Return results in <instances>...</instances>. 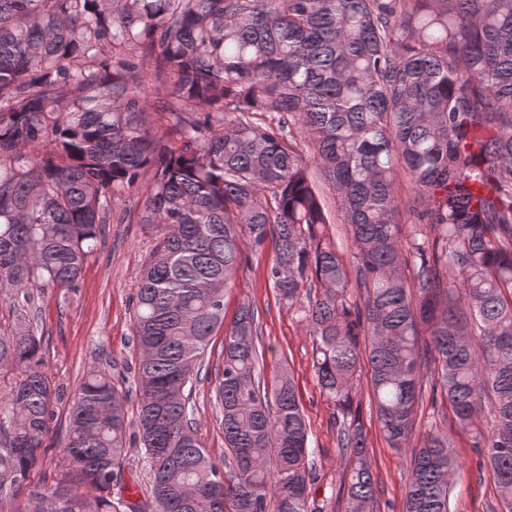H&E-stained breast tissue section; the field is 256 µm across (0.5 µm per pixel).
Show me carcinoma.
Here are the masks:
<instances>
[{
	"mask_svg": "<svg viewBox=\"0 0 512 512\" xmlns=\"http://www.w3.org/2000/svg\"><path fill=\"white\" fill-rule=\"evenodd\" d=\"M312 165L338 193L349 265ZM132 195L121 220L156 230L133 304L135 420L89 372L60 478L28 512H315L293 376L265 377L256 306L224 324L246 249L268 242L333 406L345 512L379 499L363 360L385 440L411 451L403 512H449L458 468L448 432L420 428L426 383L475 426L478 475L512 512V0H0V299L77 288ZM221 327L218 465L189 404ZM44 366L32 320L0 331V512L44 465L59 398ZM132 439L143 499L124 481Z\"/></svg>",
	"mask_w": 512,
	"mask_h": 512,
	"instance_id": "carcinoma-1",
	"label": "carcinoma"
}]
</instances>
